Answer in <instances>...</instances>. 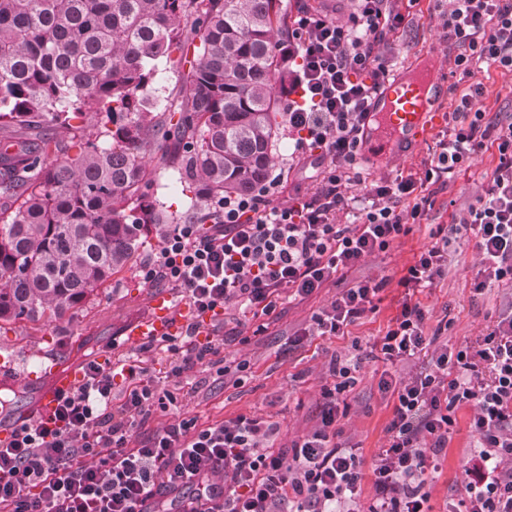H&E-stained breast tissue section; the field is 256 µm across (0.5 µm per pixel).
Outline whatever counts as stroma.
<instances>
[{
    "instance_id": "stroma-1",
    "label": "stroma",
    "mask_w": 512,
    "mask_h": 512,
    "mask_svg": "<svg viewBox=\"0 0 512 512\" xmlns=\"http://www.w3.org/2000/svg\"><path fill=\"white\" fill-rule=\"evenodd\" d=\"M432 7V0H416L411 7L414 23L396 41L393 69L399 72L410 62L432 57L434 78L444 98L443 109L448 112L464 84L446 60L448 46L440 36ZM475 74L486 88L487 119L512 118V74L485 64L479 65ZM434 142V135H427L403 155L359 160L357 170L367 181L391 171L407 170L427 157ZM497 163L498 154L493 149L474 156L447 188L434 194V206L427 219L413 225L400 243L350 270L341 283L320 289L304 301L283 303L264 320L241 316L218 326L220 359L229 365L245 362L246 368L226 377L198 368L185 373L179 392L181 413L206 424L239 414L268 415L280 423L283 436L292 440L308 433L317 422L322 390L330 382V359L336 355L361 356L357 383L347 394V412L338 426L340 441L361 446L367 459L362 466V486L364 491H371L368 459L386 442L393 401L378 389V382L390 365L383 358L372 357L370 350L401 310L403 291L395 281L420 251L432 245V229L451 224L453 217L462 215L483 193ZM475 243L474 233L468 228L450 235L445 276L418 295L426 312L427 334H439L453 348L475 343L502 313L512 310V286L474 291L478 270ZM159 245L158 233L149 231L133 261L98 288L78 312L66 313L59 319L0 324V355L13 357L14 371L19 375L51 358L79 367L107 356L117 369L136 361L156 385L169 387L166 374L177 359L169 346L158 342L143 351L136 345L126 346L124 336L129 324L151 313V298L158 289L144 282L139 270ZM368 278L389 281L380 293L376 313L350 326L348 335L309 336L301 343H291L295 331L309 326L314 312L334 300L342 289ZM261 322L266 323L267 329L260 334L256 327ZM471 414L467 406L456 410L445 461L441 470L427 479L425 489L431 512H450L461 497L468 462L474 453L475 439L469 431Z\"/></svg>"
}]
</instances>
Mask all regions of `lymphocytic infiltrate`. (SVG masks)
Returning a JSON list of instances; mask_svg holds the SVG:
<instances>
[{"label": "lymphocytic infiltrate", "instance_id": "f902f5d3", "mask_svg": "<svg viewBox=\"0 0 512 512\" xmlns=\"http://www.w3.org/2000/svg\"><path fill=\"white\" fill-rule=\"evenodd\" d=\"M404 0H346L343 10L300 0L279 42L297 67L288 76L282 123L293 142L287 167L271 170L250 192L211 204L207 224H176L142 266L145 282L185 294L192 309L178 340L171 378L206 366L218 349L202 334L207 315L232 310L270 315L303 300L376 253L388 250L431 209L435 187L484 148L498 151L490 183L459 222L476 237L475 290L512 284V120H485L483 83L474 64L512 72V0H434L443 38L468 84L445 113L427 158L408 172L372 180L363 194L355 165L374 99L384 85L401 29L413 22ZM308 174L316 187L290 184ZM358 213L343 224L339 214ZM407 267L400 313L373 344L391 365L430 351L433 368L402 378L383 373L394 399L387 440L372 461L371 496L362 490V450L337 442L340 397L356 383L359 360L332 357L320 420L284 445L279 422L240 414L211 424L178 416L175 391L158 389L137 364L126 368L124 399L113 403L114 374L89 362L84 379L63 394L51 421L27 419L0 444V512H429L423 479L439 470L467 404L477 451L461 512H512V314L501 315L479 346L449 350L425 332L416 296L443 278L448 229ZM385 281L343 291L312 318L308 335L343 336L375 313ZM489 378H482V370ZM173 417L145 442L134 428L158 412Z\"/></svg>", "mask_w": 512, "mask_h": 512}]
</instances>
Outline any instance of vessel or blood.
I'll list each match as a JSON object with an SVG mask.
<instances>
[{"instance_id": "vessel-or-blood-1", "label": "vessel or blood", "mask_w": 512, "mask_h": 512, "mask_svg": "<svg viewBox=\"0 0 512 512\" xmlns=\"http://www.w3.org/2000/svg\"><path fill=\"white\" fill-rule=\"evenodd\" d=\"M409 74L408 81L398 80L392 84L376 114V125L371 136L379 145L421 141L441 119L442 112L438 106L440 92L432 82L430 68L416 64L410 67ZM151 307L149 318L127 329L128 344L179 333L181 324L172 314L168 295H155ZM81 379V371L60 364L52 365L38 374H28V383L39 388L36 403L39 417L49 419L59 396L72 390Z\"/></svg>"}]
</instances>
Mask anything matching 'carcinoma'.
Masks as SVG:
<instances>
[{
    "instance_id": "cac0c4a2",
    "label": "carcinoma",
    "mask_w": 512,
    "mask_h": 512,
    "mask_svg": "<svg viewBox=\"0 0 512 512\" xmlns=\"http://www.w3.org/2000/svg\"><path fill=\"white\" fill-rule=\"evenodd\" d=\"M281 0H0V321L78 309L124 268L152 224H205L251 191L281 144L288 65ZM180 53V100L150 95L156 61ZM109 140L57 132L86 109ZM157 149L183 190L157 196Z\"/></svg>"
}]
</instances>
